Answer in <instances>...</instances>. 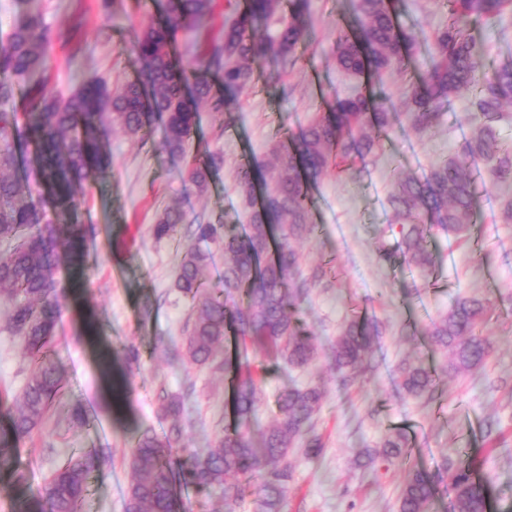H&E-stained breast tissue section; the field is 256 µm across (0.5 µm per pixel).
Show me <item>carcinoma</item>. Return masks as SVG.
I'll list each match as a JSON object with an SVG mask.
<instances>
[{
    "label": "carcinoma",
    "instance_id": "carcinoma-1",
    "mask_svg": "<svg viewBox=\"0 0 512 512\" xmlns=\"http://www.w3.org/2000/svg\"><path fill=\"white\" fill-rule=\"evenodd\" d=\"M448 21L435 33L429 49L431 64L425 75L411 84L405 99V117L424 133L443 121V106L453 98L468 100L472 126L463 154L434 165L422 180L401 178L391 196L399 220V239L379 250L382 263L391 265L401 256L414 265L423 279L432 271L424 242L436 228L456 236L470 232L476 222L475 174L484 172L498 183L512 181V148L500 142L502 108L512 104V61L493 71L475 50L469 34L474 22L493 26L512 0H443ZM218 0H164L165 21L134 35L133 50L144 63L142 77L117 93L100 82H85L64 101L45 91V74L51 62L52 34L41 14H27L0 42V73L27 83L30 111L0 110V242L10 248L0 253V303L10 308L8 329L32 365L28 381L7 402L20 403L11 429L0 434V468L11 466L15 442L31 434L42 422L63 389L60 367L48 345L60 310L57 270L65 261L83 266L84 235L79 224L75 188L103 178L105 136L109 126L143 138L154 114L164 121L162 150L175 156L186 153L195 126L193 102H206L223 113L227 100L249 86L256 66L271 61L281 70L293 69L297 47L304 41L310 21V0H247L244 11L224 26L222 37L193 68L173 61L175 36L200 30L214 17ZM359 28L336 29L330 60L353 75L376 74L388 69L405 71L420 51L417 35L399 33L390 0H359ZM220 74L225 95L213 92L210 76ZM394 125L371 93L358 91L332 97L330 110L317 112L293 141L279 140L271 149L272 164L261 174L264 192L255 196L256 176L247 165L237 180L247 229L235 233L222 224L195 225L200 240L222 239V287L207 289L201 269L207 255L196 248L185 251L175 278V288L195 303L183 347L173 358L197 365H212L224 341L234 339L233 353L224 356V374L233 388L232 425L214 445L189 454L181 463V479L200 497L218 489L224 512H236L249 489L261 495V512H281L289 478L288 456L295 440L306 436L304 454L314 458L323 443L315 432V417L323 400L318 384L292 387L276 398L277 420L262 433L260 449L253 448L251 428L265 405L260 380L251 369L248 348L263 346L287 366L306 368L318 356L315 337L305 332L298 318L300 295L324 285L325 270L318 268L302 279L296 291L289 288L299 263L292 243L308 239L315 225L308 222L309 187L334 165L339 171L378 155L382 137ZM35 149V165L24 179L5 174L18 156ZM222 156L207 153L188 169L187 179L204 189ZM51 190L56 219L47 216L38 191ZM184 214L164 209L154 225L159 238L173 236ZM487 306L474 297H460L448 314L430 331L433 341L448 350L452 368L468 372L482 366L490 353L488 340L477 333ZM379 322L366 315L352 317L336 338L333 360L336 373L353 382L369 365ZM399 385L411 397L430 399L437 390L435 375L421 364L404 363ZM158 411L173 418L164 438L148 430L134 438L127 465L131 480L125 512H180L172 491V455L183 430L178 417L183 398L161 389ZM407 442L390 431L381 449L365 454V465L377 460L402 458ZM99 468L93 453L73 456L59 466L31 503L34 512H79L89 491L92 474ZM456 512H487L489 490L476 477L473 463L461 461L449 473ZM434 487L422 470L411 471L404 483L398 512H429Z\"/></svg>",
    "mask_w": 512,
    "mask_h": 512
}]
</instances>
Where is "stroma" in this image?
<instances>
[{"label":"stroma","mask_w":512,"mask_h":512,"mask_svg":"<svg viewBox=\"0 0 512 512\" xmlns=\"http://www.w3.org/2000/svg\"><path fill=\"white\" fill-rule=\"evenodd\" d=\"M111 3L105 12L100 0H0V40L20 12L42 14L53 37L47 93L64 99L89 80L116 90L142 68L132 49L134 31L159 22L160 12L136 7L135 0ZM396 14L401 30L426 43L447 17L441 0H398ZM354 20L353 0H311L309 34L297 50L296 67L285 73L271 64L255 70L251 87L224 113L198 105L190 155L173 158L162 151L161 121H153L142 140L111 128L105 177L77 191L86 227L84 276L74 279L65 263L57 272L63 293L51 355L64 389L39 429L18 443L17 467L26 485L17 487L0 471V512H21V501L36 497L67 455L85 451L98 453L100 467L80 512H124L131 477L125 457L132 440L146 429L165 436L171 425L157 410L159 388L187 396L178 458L207 447L230 423L223 368L176 362L167 354L168 347L182 343L193 310L174 286L176 270L196 243L195 224L218 220L242 229L240 166L264 172L273 141L297 137L322 111L324 99L367 85L387 111L401 112L406 89L426 69L428 57L405 72L390 69L368 81L350 77L328 54L337 26ZM471 34L487 66L512 60V12L495 26H474ZM470 127L467 100L454 99L438 127L420 134L407 121L398 122L377 159L340 176L328 172L311 191L309 219L318 230L295 249L301 276L321 265L332 277L329 287L311 290L300 302L302 324L315 336L319 358L300 369L284 366L265 349L250 351L265 394L256 431L273 423L275 399L285 388L318 378L325 389L316 420L323 451L311 459L302 442H295L283 512H397L401 488L415 467L436 482L430 512H454L448 469L463 459L473 460L490 485L492 512H512V222L500 210L501 199L512 196V184L478 176V222L466 239L433 232L427 243L435 264L430 278L401 259L382 265L377 254L380 245L398 238L389 203L397 180L423 178L433 164L460 153ZM197 152L224 158L202 191L185 177ZM166 207L185 215L173 238L154 233ZM463 294L488 305L479 333L493 351L483 366L456 373L448 368L447 352L431 344L429 330ZM361 312L380 321L384 332L373 347L372 369L347 385L333 369L332 346L347 318ZM7 319L0 306V390L16 392L30 362ZM131 350L138 352V362H128ZM405 361L436 369L434 400L402 393L397 376ZM77 408L83 413L79 420L73 416ZM388 430L406 436L410 456L372 469L357 467V457L378 448Z\"/></svg>","instance_id":"obj_1"}]
</instances>
